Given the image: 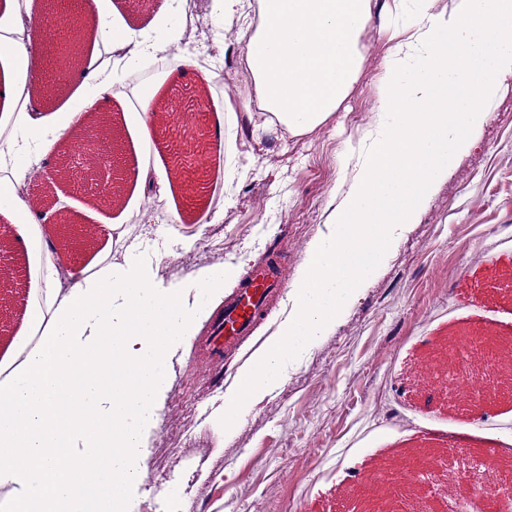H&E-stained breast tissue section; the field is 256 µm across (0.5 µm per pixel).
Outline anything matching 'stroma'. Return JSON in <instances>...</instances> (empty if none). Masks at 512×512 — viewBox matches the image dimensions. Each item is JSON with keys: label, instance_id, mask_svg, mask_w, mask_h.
Masks as SVG:
<instances>
[{"label": "stroma", "instance_id": "obj_1", "mask_svg": "<svg viewBox=\"0 0 512 512\" xmlns=\"http://www.w3.org/2000/svg\"><path fill=\"white\" fill-rule=\"evenodd\" d=\"M393 0H372L361 37L359 78L320 126L297 135L250 102L249 65L238 31L256 22L255 7L228 17L220 0H200L213 51L179 52L184 19L179 0H100L106 35L96 41L110 77L104 112L115 117L124 168L145 164L146 187L124 180L120 200L97 184L109 171L92 160L60 184V223L44 225L59 241V224L97 228L92 246L50 255L39 246L0 249V269L15 289L0 313V379L39 339L59 298L77 278L124 267L144 256L162 288H177L186 307L194 284L213 267L229 269L232 290L255 262L275 255L285 284L300 275L310 242L326 231L331 195L341 178L339 156L358 143L376 115L384 59L394 43ZM45 27L21 45L0 49V67L16 48L30 59L29 82L54 79L49 41L55 11H38ZM142 46L136 60L114 56L113 34ZM171 113L159 133L203 124L209 165L200 179L181 173L170 149L155 150L141 129L120 119L122 102L149 97ZM233 180H225V170ZM512 80L440 182L419 223L409 225L393 253L345 315L283 383L258 398L235 433L224 431V397L287 316L282 300L232 359L217 364L206 349L210 316L172 347L166 383L138 447L143 477L128 512H353L349 489H367L374 463L402 470L411 448H431L446 463L424 493L436 512H451L448 474L460 452L512 461V397L473 409L453 404L437 379L417 389L426 365L443 372L458 357L436 358L442 340L477 330L512 340ZM206 411L195 421L197 411ZM193 417L180 432L184 417Z\"/></svg>", "mask_w": 512, "mask_h": 512}]
</instances>
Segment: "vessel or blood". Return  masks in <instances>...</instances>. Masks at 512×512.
<instances>
[{
    "instance_id": "vessel-or-blood-1",
    "label": "vessel or blood",
    "mask_w": 512,
    "mask_h": 512,
    "mask_svg": "<svg viewBox=\"0 0 512 512\" xmlns=\"http://www.w3.org/2000/svg\"><path fill=\"white\" fill-rule=\"evenodd\" d=\"M283 286L276 258L268 257L256 266L224 300L223 311L212 321L209 351L215 362L235 350L240 340L252 334L264 321Z\"/></svg>"
}]
</instances>
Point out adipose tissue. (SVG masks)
Instances as JSON below:
<instances>
[{
    "instance_id": "obj_1",
    "label": "adipose tissue",
    "mask_w": 512,
    "mask_h": 512,
    "mask_svg": "<svg viewBox=\"0 0 512 512\" xmlns=\"http://www.w3.org/2000/svg\"><path fill=\"white\" fill-rule=\"evenodd\" d=\"M432 2L397 0L396 41L384 60L376 118L341 157L354 174L332 192L327 231L307 249L287 317L225 397V432L343 317L407 226L417 223L512 78V0H450L437 13ZM370 10L371 0H257L259 21L239 37L263 110L297 134L335 112L360 73V37ZM29 69L21 51L0 69V117L19 115L28 137L17 151L23 170L34 161L32 144L52 133L31 106L33 86L17 84ZM77 78L82 91L70 100L68 124L74 133L99 112L109 82L91 63ZM46 218L15 188L0 184V219L16 228L20 245L29 246Z\"/></svg>"
}]
</instances>
